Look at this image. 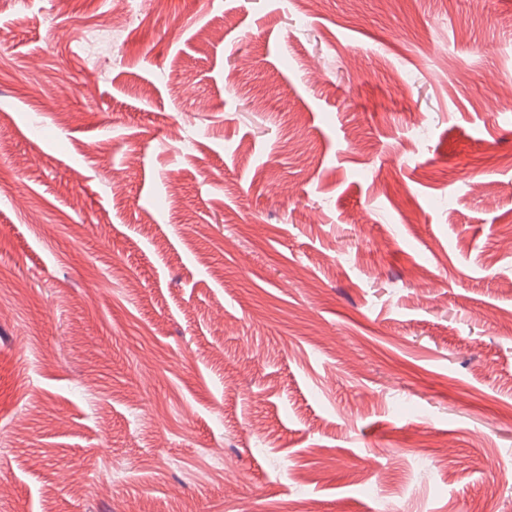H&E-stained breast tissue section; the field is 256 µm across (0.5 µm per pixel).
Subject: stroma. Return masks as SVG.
Returning <instances> with one entry per match:
<instances>
[{"label": "stroma", "instance_id": "obj_1", "mask_svg": "<svg viewBox=\"0 0 512 512\" xmlns=\"http://www.w3.org/2000/svg\"><path fill=\"white\" fill-rule=\"evenodd\" d=\"M111 11L0 0V512H512V0Z\"/></svg>", "mask_w": 512, "mask_h": 512}]
</instances>
